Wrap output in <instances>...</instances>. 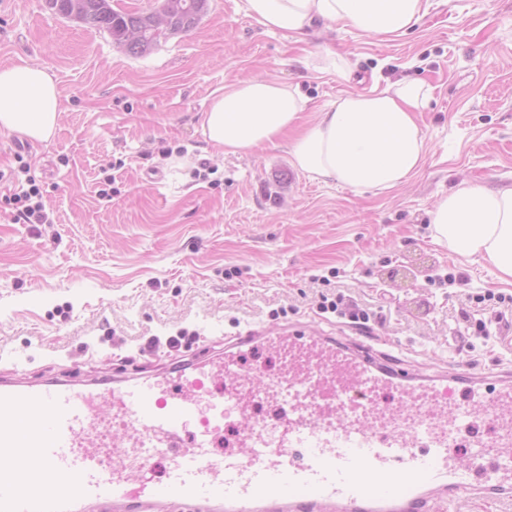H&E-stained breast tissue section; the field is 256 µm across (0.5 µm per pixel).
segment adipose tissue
Listing matches in <instances>:
<instances>
[{
  "instance_id": "1",
  "label": "adipose tissue",
  "mask_w": 512,
  "mask_h": 512,
  "mask_svg": "<svg viewBox=\"0 0 512 512\" xmlns=\"http://www.w3.org/2000/svg\"><path fill=\"white\" fill-rule=\"evenodd\" d=\"M430 0H246L248 13L269 30L303 33L313 22L337 23L375 37L406 34ZM432 85L402 78L363 92H348L302 125L306 98L271 78H248L226 86L202 115V134L225 153H246L288 131L294 169L310 179L354 191H386L417 173L426 159L419 114ZM60 92L51 72L26 61L0 69V131L34 142L58 127ZM435 241L456 255L491 264L512 280V187L464 182L439 198L429 213Z\"/></svg>"
}]
</instances>
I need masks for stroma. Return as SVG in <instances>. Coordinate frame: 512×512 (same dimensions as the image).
I'll return each mask as SVG.
<instances>
[{
    "label": "stroma",
    "instance_id": "35a3bbf8",
    "mask_svg": "<svg viewBox=\"0 0 512 512\" xmlns=\"http://www.w3.org/2000/svg\"><path fill=\"white\" fill-rule=\"evenodd\" d=\"M431 3L410 33L373 38L341 25L272 33L245 0H209L195 29L133 57L45 0H0V66L48 67L61 103L47 142L0 132V171L29 164L51 218L15 223L21 186L0 180V374L139 376L170 363L169 337L206 357L286 324L427 375L512 369V284L435 243L428 224L459 182L512 186V0ZM331 53L353 63V81ZM248 77L299 86L308 122L374 80L422 79L435 89L419 115L426 162L394 189L356 192L299 173L282 141L224 153L201 117ZM339 296L369 322L322 312ZM247 364L258 377L244 397L284 372L273 350Z\"/></svg>",
    "mask_w": 512,
    "mask_h": 512
}]
</instances>
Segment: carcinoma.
Wrapping results in <instances>:
<instances>
[{
    "label": "carcinoma",
    "mask_w": 512,
    "mask_h": 512,
    "mask_svg": "<svg viewBox=\"0 0 512 512\" xmlns=\"http://www.w3.org/2000/svg\"><path fill=\"white\" fill-rule=\"evenodd\" d=\"M79 3L82 23L107 31L133 56H143L153 50L149 36L156 16H166L175 32L186 33L196 27L208 8V0H161L149 13H120L109 8L108 0H79Z\"/></svg>",
    "instance_id": "cac0c4a2"
}]
</instances>
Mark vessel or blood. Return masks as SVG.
Returning a JSON list of instances; mask_svg holds the SVG:
<instances>
[{
	"label": "vessel or blood",
	"mask_w": 512,
	"mask_h": 512,
	"mask_svg": "<svg viewBox=\"0 0 512 512\" xmlns=\"http://www.w3.org/2000/svg\"><path fill=\"white\" fill-rule=\"evenodd\" d=\"M259 346L287 357L288 383L309 387L266 430L235 390L245 352ZM495 380L485 394L470 371L396 368L371 347L297 324L237 337L215 358L181 359L153 378L34 387L0 376V457L10 463L0 512H431L475 489L512 498V371ZM460 387L486 404L492 447L459 444ZM386 394L421 416L370 425ZM107 408L131 449L119 461L100 450ZM232 414L234 449L215 454ZM157 459L167 462L161 480Z\"/></svg>",
	"instance_id": "obj_1"
}]
</instances>
